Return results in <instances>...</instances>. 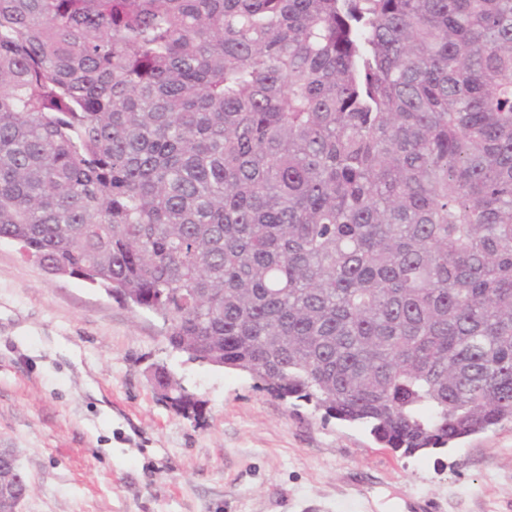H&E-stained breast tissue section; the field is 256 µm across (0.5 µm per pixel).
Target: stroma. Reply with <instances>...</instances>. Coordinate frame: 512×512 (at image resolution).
I'll return each mask as SVG.
<instances>
[{"label": "stroma", "mask_w": 512, "mask_h": 512, "mask_svg": "<svg viewBox=\"0 0 512 512\" xmlns=\"http://www.w3.org/2000/svg\"><path fill=\"white\" fill-rule=\"evenodd\" d=\"M195 404L163 396L159 373ZM0 448L20 512H512V423L408 456L173 351L160 318L0 242ZM21 470L15 465L12 466L11 461L9 460L7 450L0 451V487L4 491L7 489H12L13 494L22 496H26L29 486L27 480L24 475L21 474L22 478H20Z\"/></svg>", "instance_id": "1"}]
</instances>
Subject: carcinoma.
<instances>
[{
	"instance_id": "carcinoma-1",
	"label": "carcinoma",
	"mask_w": 512,
	"mask_h": 512,
	"mask_svg": "<svg viewBox=\"0 0 512 512\" xmlns=\"http://www.w3.org/2000/svg\"><path fill=\"white\" fill-rule=\"evenodd\" d=\"M2 239L406 454L512 421V0H0Z\"/></svg>"
}]
</instances>
